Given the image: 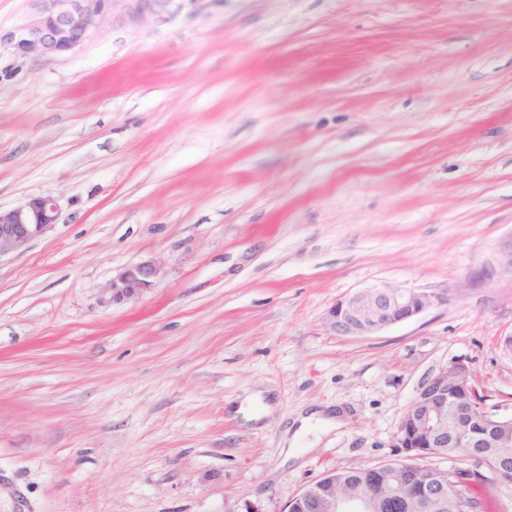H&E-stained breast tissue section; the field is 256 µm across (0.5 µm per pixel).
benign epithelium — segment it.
Returning <instances> with one entry per match:
<instances>
[{
	"label": "benign epithelium",
	"instance_id": "1",
	"mask_svg": "<svg viewBox=\"0 0 512 512\" xmlns=\"http://www.w3.org/2000/svg\"><path fill=\"white\" fill-rule=\"evenodd\" d=\"M30 16L20 25L0 30V47L19 57H55L71 52L91 37L100 25L112 21V0H30ZM58 203L50 195H40L7 210L0 209V256L23 251L35 240L51 233L58 219ZM512 272V237L496 250L495 270ZM159 275L152 261L129 267L112 277L107 288L108 301L121 303L138 298L150 289ZM449 293H434L394 287L387 283L357 291L328 310L324 323L341 336H371L391 326L409 321L425 311L448 304ZM467 399L474 390L471 371L462 360L441 368L418 390L407 406L398 430L397 447L406 457L401 464L405 479L419 478L412 463L416 458L452 456L457 448H492L497 429L512 425V414L500 413L479 402L490 426L475 433L464 426L448 432V387ZM509 457L499 458V466L490 470L496 485L509 482ZM444 471L431 469L426 484L427 497L441 500L456 495L458 484L443 478ZM313 497L320 512H379L380 501L369 482L359 483L350 493L337 492L336 477L326 473L320 483L301 491L297 498Z\"/></svg>",
	"mask_w": 512,
	"mask_h": 512
}]
</instances>
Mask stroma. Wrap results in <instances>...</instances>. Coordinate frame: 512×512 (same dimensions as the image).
<instances>
[{
  "label": "stroma",
  "mask_w": 512,
  "mask_h": 512,
  "mask_svg": "<svg viewBox=\"0 0 512 512\" xmlns=\"http://www.w3.org/2000/svg\"><path fill=\"white\" fill-rule=\"evenodd\" d=\"M131 0L73 52L0 50V208L59 205L0 257V512H280L403 459L465 361L512 411V0ZM154 288L107 305L123 268ZM386 282L446 305L324 324ZM345 427L282 462L307 409Z\"/></svg>",
  "instance_id": "obj_1"
}]
</instances>
